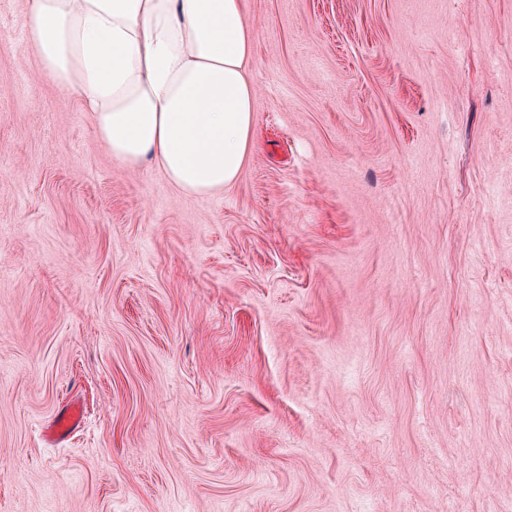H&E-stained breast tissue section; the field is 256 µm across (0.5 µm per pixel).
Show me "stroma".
<instances>
[{"instance_id":"obj_1","label":"stroma","mask_w":512,"mask_h":512,"mask_svg":"<svg viewBox=\"0 0 512 512\" xmlns=\"http://www.w3.org/2000/svg\"><path fill=\"white\" fill-rule=\"evenodd\" d=\"M244 12L214 196L0 30V512H512V0ZM83 415L82 407L78 403L68 405L55 417L48 429L47 437L52 440L67 437L79 427Z\"/></svg>"}]
</instances>
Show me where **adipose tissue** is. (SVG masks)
<instances>
[{
	"label": "adipose tissue",
	"mask_w": 512,
	"mask_h": 512,
	"mask_svg": "<svg viewBox=\"0 0 512 512\" xmlns=\"http://www.w3.org/2000/svg\"><path fill=\"white\" fill-rule=\"evenodd\" d=\"M24 29L41 72L128 168L153 163L194 196L238 179L257 93L243 0H27Z\"/></svg>",
	"instance_id": "adipose-tissue-1"
}]
</instances>
